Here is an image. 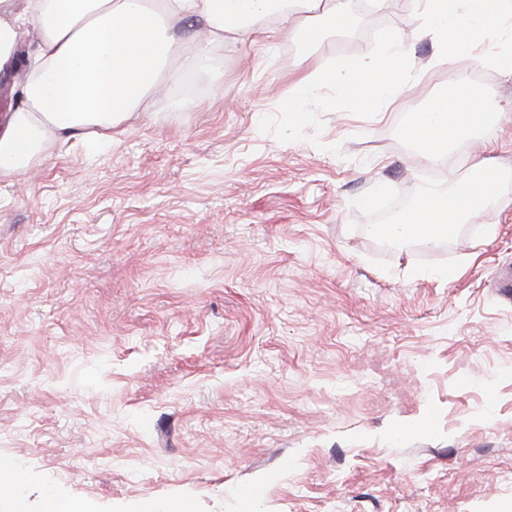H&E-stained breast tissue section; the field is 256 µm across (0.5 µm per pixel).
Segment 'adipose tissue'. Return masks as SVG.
I'll use <instances>...</instances> for the list:
<instances>
[{
	"label": "adipose tissue",
	"mask_w": 512,
	"mask_h": 512,
	"mask_svg": "<svg viewBox=\"0 0 512 512\" xmlns=\"http://www.w3.org/2000/svg\"><path fill=\"white\" fill-rule=\"evenodd\" d=\"M314 7L313 0L299 11L283 0H25L20 10L15 0H0V73L24 75L20 105L0 115V172L32 171L54 140L111 138L142 111L163 64L181 44L183 20L195 19L206 29L205 40L181 57L182 69L195 70L204 65L211 44L228 33H246L265 18H280L285 36L304 33L302 12ZM32 21L40 37L23 58L16 54L20 31ZM453 81L455 91L436 96L405 129L434 158L490 120L504 118L490 113L463 73ZM493 171L487 162H474L470 181L461 185L449 178L447 191L425 193L404 223L375 224L372 233L437 243L449 227L494 202L493 193L483 190Z\"/></svg>",
	"instance_id": "obj_1"
}]
</instances>
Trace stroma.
<instances>
[{
  "label": "stroma",
  "instance_id": "stroma-1",
  "mask_svg": "<svg viewBox=\"0 0 512 512\" xmlns=\"http://www.w3.org/2000/svg\"><path fill=\"white\" fill-rule=\"evenodd\" d=\"M345 4L341 30L314 14L305 39L270 21L225 35L110 143L57 142L34 172L0 173V456L21 465L28 512L50 492L89 512L512 504V299L495 288L512 177L451 242L369 232L449 173L468 180L475 148L512 174V123L425 158L404 129L455 63L422 38L374 117L323 112L314 143L259 129L377 27H421L418 0ZM490 47L467 72L508 109Z\"/></svg>",
  "mask_w": 512,
  "mask_h": 512
}]
</instances>
